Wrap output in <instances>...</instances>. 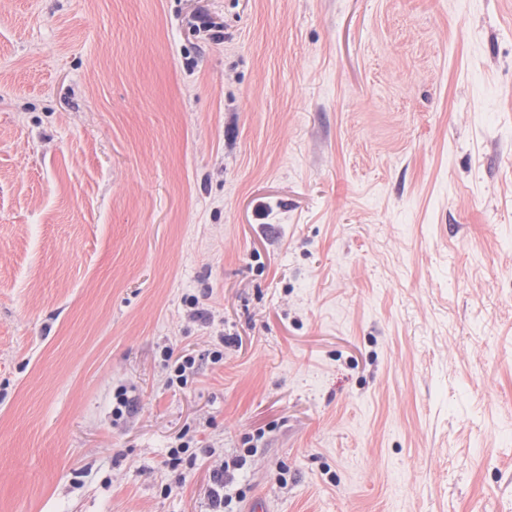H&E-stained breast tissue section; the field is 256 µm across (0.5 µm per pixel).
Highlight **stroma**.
I'll return each mask as SVG.
<instances>
[{
    "instance_id": "1",
    "label": "stroma",
    "mask_w": 512,
    "mask_h": 512,
    "mask_svg": "<svg viewBox=\"0 0 512 512\" xmlns=\"http://www.w3.org/2000/svg\"><path fill=\"white\" fill-rule=\"evenodd\" d=\"M242 454L237 512H512V0H0V512ZM162 357L168 371L167 386L182 388L187 385L188 377L195 369V357L189 353L174 356V352L170 348L163 350Z\"/></svg>"
}]
</instances>
